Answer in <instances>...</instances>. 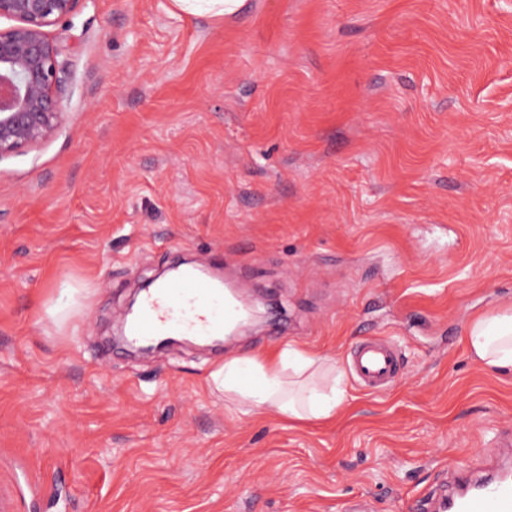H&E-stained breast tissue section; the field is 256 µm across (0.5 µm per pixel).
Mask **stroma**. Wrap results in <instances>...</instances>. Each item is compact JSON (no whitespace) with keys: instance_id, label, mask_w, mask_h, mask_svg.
Here are the masks:
<instances>
[{"instance_id":"35a3bbf8","label":"stroma","mask_w":512,"mask_h":512,"mask_svg":"<svg viewBox=\"0 0 512 512\" xmlns=\"http://www.w3.org/2000/svg\"><path fill=\"white\" fill-rule=\"evenodd\" d=\"M55 138L0 161V485L41 512H409L512 429L468 324L512 306V0H80ZM261 320L142 355L112 330L172 247ZM404 355L335 420L224 407L225 359ZM181 10L191 14L212 13L217 16L232 15L238 12L245 0H173ZM358 385L369 392L385 391L401 374L399 351L382 336H362L350 350Z\"/></svg>"}]
</instances>
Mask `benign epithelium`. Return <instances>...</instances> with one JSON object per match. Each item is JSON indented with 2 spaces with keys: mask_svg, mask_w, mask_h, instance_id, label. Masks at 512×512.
<instances>
[{
  "mask_svg": "<svg viewBox=\"0 0 512 512\" xmlns=\"http://www.w3.org/2000/svg\"><path fill=\"white\" fill-rule=\"evenodd\" d=\"M80 0H0V160L53 139L67 121L65 64L47 28Z\"/></svg>",
  "mask_w": 512,
  "mask_h": 512,
  "instance_id": "obj_1",
  "label": "benign epithelium"
}]
</instances>
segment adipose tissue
Returning <instances> with one entry per match:
<instances>
[{
    "label": "adipose tissue",
    "mask_w": 512,
    "mask_h": 512,
    "mask_svg": "<svg viewBox=\"0 0 512 512\" xmlns=\"http://www.w3.org/2000/svg\"><path fill=\"white\" fill-rule=\"evenodd\" d=\"M470 354L486 369L512 370V309L488 313L465 332ZM224 406L245 414L274 413L291 420L334 418L345 399L335 360L288 343L253 358H232L210 375Z\"/></svg>",
    "instance_id": "obj_1"
}]
</instances>
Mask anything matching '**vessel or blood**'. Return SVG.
<instances>
[{
  "label": "vessel or blood",
  "mask_w": 512,
  "mask_h": 512,
  "mask_svg": "<svg viewBox=\"0 0 512 512\" xmlns=\"http://www.w3.org/2000/svg\"><path fill=\"white\" fill-rule=\"evenodd\" d=\"M236 315L235 305L211 280L185 273L146 292L126 320V334L135 341L188 334L207 340L223 334ZM350 356L358 385L370 392L386 390L403 370L399 351L381 336L360 337ZM430 499L434 512H512V469L469 474L451 492L434 493Z\"/></svg>",
  "instance_id": "1"
}]
</instances>
